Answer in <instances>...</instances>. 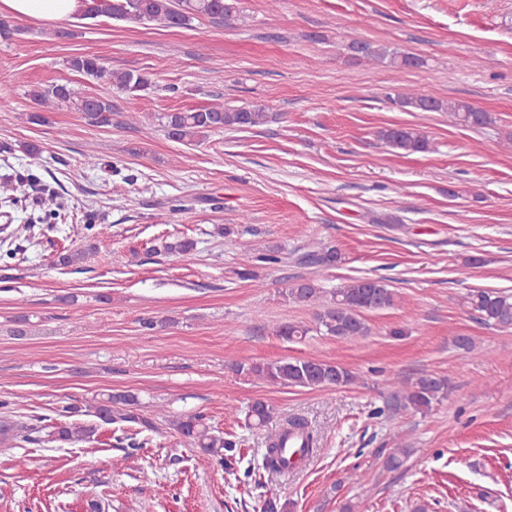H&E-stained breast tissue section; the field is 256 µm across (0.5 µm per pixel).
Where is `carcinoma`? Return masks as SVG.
<instances>
[{
  "label": "carcinoma",
  "instance_id": "carcinoma-1",
  "mask_svg": "<svg viewBox=\"0 0 512 512\" xmlns=\"http://www.w3.org/2000/svg\"><path fill=\"white\" fill-rule=\"evenodd\" d=\"M235 9V0H92L82 13L85 18L106 17L112 20L147 21L167 26H183L199 16L224 19ZM356 56L368 61L385 64L399 71L407 67L424 64L423 59L405 54L383 45L368 42L351 44ZM70 67L94 80H106L122 92L141 91L149 86L148 79L132 72H113L103 65L97 56H76L70 60ZM30 96L34 103L45 111L65 105L83 114L85 119L96 126L112 125V101L100 96L83 94L66 85H52L46 89H34ZM396 104L408 112H449L459 123L482 126L491 122V116L481 108L465 101H443L430 95H403ZM268 121V113L261 109L226 108L221 104L189 112H172L165 116L164 127L168 136L182 142H199L208 133L224 128L253 127ZM382 138L392 149L405 154L423 152L428 149L426 136L412 127H395L382 131ZM196 250V242L186 237H173L161 241L155 252L187 257ZM314 261L332 267L341 262V254L333 247L322 248L311 254ZM86 251L80 248L61 252L56 265L73 267L83 263ZM286 296L298 303L316 305L318 329L327 336L352 340L369 334L364 312L389 308L395 304V293L376 278H358L332 293L329 303H324V290L312 280L303 279L293 284ZM462 305L477 314L482 323L489 327L512 328V293L491 289H472L462 298ZM311 329L300 324H282L275 329L278 336L290 342L302 340ZM235 371L256 377L275 385L319 389L345 386L355 382L354 374L346 367L308 358H291L275 362L238 363ZM388 384L397 387L395 398L398 407L427 414L433 404L444 398L448 383L431 373H422L414 379L399 381L392 379ZM137 400L125 393H109L99 399L93 410L84 411L77 405H65L57 409L60 420L46 427V418L37 416L28 424L11 420H0V441L20 440L22 442H43L45 440L60 446L73 445L91 439L96 426L75 420L85 414L104 423L125 422L135 425V430L125 436L126 447L141 448L143 443L137 436L155 430L151 418L134 410ZM274 408L263 400H255L247 407L246 421L251 429H261L272 419ZM176 431L190 448L211 455L227 471H232L241 461L239 442L214 435L213 427L201 413L189 415L175 421ZM305 422L292 423L276 434L267 437L265 462L275 473L288 469L283 454L286 434L292 429H304Z\"/></svg>",
  "mask_w": 512,
  "mask_h": 512
}]
</instances>
